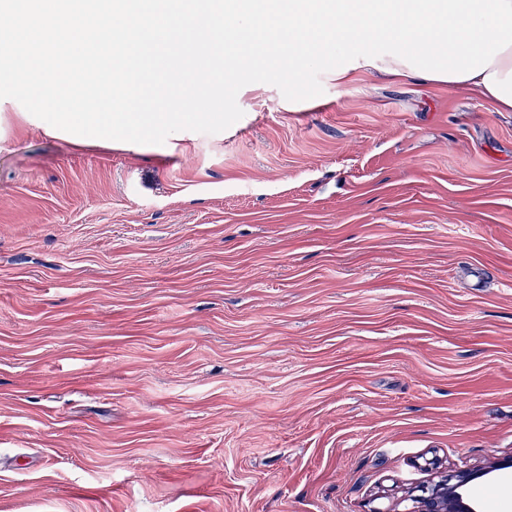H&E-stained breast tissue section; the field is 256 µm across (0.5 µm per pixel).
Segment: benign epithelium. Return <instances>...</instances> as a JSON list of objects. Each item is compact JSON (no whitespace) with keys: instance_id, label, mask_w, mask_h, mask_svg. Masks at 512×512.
Segmentation results:
<instances>
[{"instance_id":"7a95c632","label":"benign epithelium","mask_w":512,"mask_h":512,"mask_svg":"<svg viewBox=\"0 0 512 512\" xmlns=\"http://www.w3.org/2000/svg\"><path fill=\"white\" fill-rule=\"evenodd\" d=\"M512 469V457L499 458L489 466L476 471L450 474L421 493L412 497L411 512H478L474 502L466 498V486L493 472Z\"/></svg>"}]
</instances>
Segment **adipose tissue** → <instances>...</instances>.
Segmentation results:
<instances>
[{"label": "adipose tissue", "mask_w": 512, "mask_h": 512, "mask_svg": "<svg viewBox=\"0 0 512 512\" xmlns=\"http://www.w3.org/2000/svg\"><path fill=\"white\" fill-rule=\"evenodd\" d=\"M333 9L335 38L319 29ZM285 45L302 60L338 48L372 60L395 43L389 72L469 89L512 112V0H294Z\"/></svg>", "instance_id": "adipose-tissue-1"}]
</instances>
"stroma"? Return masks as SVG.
<instances>
[{
	"instance_id": "1",
	"label": "stroma",
	"mask_w": 512,
	"mask_h": 512,
	"mask_svg": "<svg viewBox=\"0 0 512 512\" xmlns=\"http://www.w3.org/2000/svg\"><path fill=\"white\" fill-rule=\"evenodd\" d=\"M390 51L161 145L0 99V512H407L512 455V112Z\"/></svg>"
}]
</instances>
